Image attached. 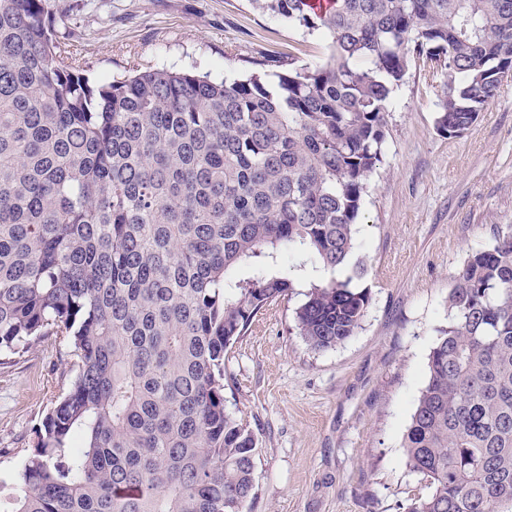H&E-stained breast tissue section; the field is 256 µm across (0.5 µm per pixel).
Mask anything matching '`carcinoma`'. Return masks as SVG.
I'll return each instance as SVG.
<instances>
[{
    "label": "carcinoma",
    "instance_id": "cac0c4a2",
    "mask_svg": "<svg viewBox=\"0 0 512 512\" xmlns=\"http://www.w3.org/2000/svg\"><path fill=\"white\" fill-rule=\"evenodd\" d=\"M251 2L324 34L325 62L92 84L44 0H0V354L56 336L78 356L0 512H243L257 439L224 405V351L296 255L331 274L299 335L352 336L369 294L333 274L393 88L440 62L458 136L512 70V0ZM403 448L426 488L404 512H512V234L457 272Z\"/></svg>",
    "mask_w": 512,
    "mask_h": 512
}]
</instances>
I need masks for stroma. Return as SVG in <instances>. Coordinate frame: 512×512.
<instances>
[{
    "label": "stroma",
    "instance_id": "obj_1",
    "mask_svg": "<svg viewBox=\"0 0 512 512\" xmlns=\"http://www.w3.org/2000/svg\"><path fill=\"white\" fill-rule=\"evenodd\" d=\"M90 80L135 67L243 78L315 67L328 41L250 0H45ZM448 87L416 60L389 106L383 161L357 226L358 249L336 271L369 305L355 334L311 349L294 328L309 275L282 266L288 296L267 303L224 353V404L258 440L255 496L245 512H403L421 492L402 439L448 324V293L468 255L512 231V78L462 134L436 117ZM77 358L48 337L0 359V498L12 496L52 400Z\"/></svg>",
    "mask_w": 512,
    "mask_h": 512
}]
</instances>
